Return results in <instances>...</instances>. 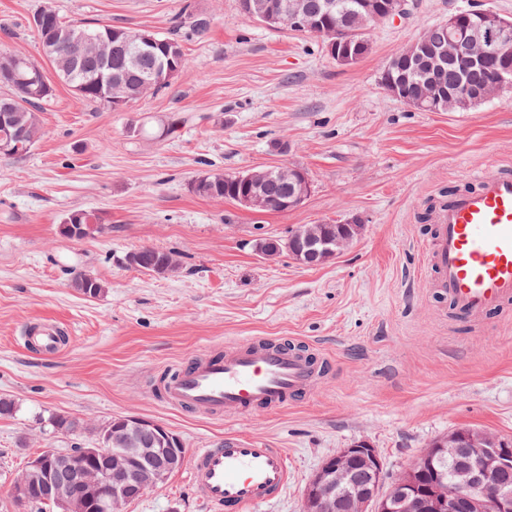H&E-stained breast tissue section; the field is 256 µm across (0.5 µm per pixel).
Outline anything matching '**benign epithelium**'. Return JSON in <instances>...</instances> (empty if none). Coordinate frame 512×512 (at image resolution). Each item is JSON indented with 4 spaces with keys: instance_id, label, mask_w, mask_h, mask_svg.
I'll return each mask as SVG.
<instances>
[{
    "instance_id": "obj_1",
    "label": "benign epithelium",
    "mask_w": 512,
    "mask_h": 512,
    "mask_svg": "<svg viewBox=\"0 0 512 512\" xmlns=\"http://www.w3.org/2000/svg\"><path fill=\"white\" fill-rule=\"evenodd\" d=\"M403 13L404 0H361L357 12L361 26L343 41L331 33L327 42L329 53L340 64L359 61L366 46L361 35L366 32L367 23L395 19ZM253 21L266 26L280 23L291 31L321 26V19L298 0L284 10L259 14ZM443 26L448 29V45L434 51L433 62L437 66L452 59L466 71L484 65L491 56L512 57V22L490 9L459 12L443 22ZM101 44L97 35L76 25L51 26L43 35V47L52 52L70 45L88 48ZM425 45L426 40L418 38L390 57L381 84L393 97L402 96L406 75L418 68ZM461 96V92L454 94L431 84L416 107L427 110L445 98L451 105ZM272 173L271 169H262L241 177L243 188L236 197L237 203L255 212L266 208L269 199L252 187L270 179ZM278 174L300 185L295 202H302L310 186L307 172L281 166ZM341 224L346 232L334 237L317 234L310 225L299 226L290 235L288 256L306 267L335 259L364 231L363 220L357 215ZM124 421L166 440L167 446L107 448L97 442L78 453L48 449L24 468V472L37 478L41 501L55 508V512H129L131 504L143 493L164 484L184 461L185 448L180 439L161 425L140 417L127 416ZM464 443L470 448L467 468L448 483L434 478L435 456L451 454ZM99 458L108 461L107 469L96 471L90 467V462ZM352 458L370 468L362 486L348 470L347 463ZM511 469V442L454 430L440 439L437 447L425 449L385 489L386 474L376 449L359 440L326 458L305 489L303 512H512V488L494 480L497 474Z\"/></svg>"
}]
</instances>
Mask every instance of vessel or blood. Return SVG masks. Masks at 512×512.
Masks as SVG:
<instances>
[{
    "label": "vessel or blood",
    "instance_id": "vessel-or-blood-1",
    "mask_svg": "<svg viewBox=\"0 0 512 512\" xmlns=\"http://www.w3.org/2000/svg\"><path fill=\"white\" fill-rule=\"evenodd\" d=\"M470 187L434 208L428 264L432 288L444 293L458 319L476 322L512 303V171L484 168ZM27 350L57 356L64 331L51 321L29 323ZM322 355L295 339L231 341L191 360L159 383L168 405L208 416L236 417L256 409L282 410L301 401L324 376ZM284 449L228 437L195 449L190 484L197 499L218 512H254L288 485Z\"/></svg>",
    "mask_w": 512,
    "mask_h": 512
}]
</instances>
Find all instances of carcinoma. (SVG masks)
Here are the masks:
<instances>
[{"mask_svg":"<svg viewBox=\"0 0 512 512\" xmlns=\"http://www.w3.org/2000/svg\"><path fill=\"white\" fill-rule=\"evenodd\" d=\"M337 7L325 19V26L311 30V34L327 38L329 29L334 28L338 33H345L355 22L356 13L353 11L356 0H334ZM81 27L93 33L101 34L104 42L112 46V77L123 81L121 90L126 102L137 100L148 91H156L167 86L187 64L181 41L176 36L156 35V45L145 49L139 57L136 67L125 66L126 43L124 37L135 34V30L122 26H112L100 22H84ZM101 68L99 57L79 55L75 68L69 78L64 80L82 99L110 106L107 100V86L94 80ZM506 64L500 60H491L485 66L462 72L453 65H448L440 72H430L414 75L406 84V96L414 98L419 88L427 81L436 85L460 87L493 86L507 78L512 81V74H505ZM17 76L22 81L6 82L0 79V84L9 88V92L0 95V145L10 141L7 156L25 154L37 143L42 136L37 109L48 102L54 95V85L47 72L22 56L18 66ZM240 187L237 176L212 170H201L191 183L193 193L214 200H232ZM291 192L289 184L275 176L269 181L271 203L269 209L281 210L280 202L288 198ZM103 218L93 210H76L71 212L62 224L61 233L71 239H83L90 234L91 226L102 230ZM172 253L151 247H141L126 253L122 263L138 271H146L159 276L173 274L177 268L169 265ZM71 287L86 297H96L105 290V284L89 272L78 271L71 279ZM49 425L58 433H69L81 426V423L63 415H53Z\"/></svg>","mask_w":512,"mask_h":512,"instance_id":"cac0c4a2","label":"carcinoma"}]
</instances>
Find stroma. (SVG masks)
Here are the masks:
<instances>
[{
  "mask_svg": "<svg viewBox=\"0 0 512 512\" xmlns=\"http://www.w3.org/2000/svg\"><path fill=\"white\" fill-rule=\"evenodd\" d=\"M412 2L405 16L372 25L369 53L345 67L319 37L240 23L238 0H0V52L42 60L29 20L48 6L70 22L177 32L187 58L166 88L119 111L56 83L38 112L40 140L0 156V397L19 406L0 417V512H35L13 498L16 474L74 444L50 432L52 413L88 428L141 417L189 451L227 434L286 449L288 486L260 512H302L325 458L358 440L376 448L390 478L461 426L512 440V304L474 327L456 321L420 274L430 203L472 170L512 164V88L467 112H423L380 82L387 59L431 26L471 8L512 18V0ZM195 17L210 22L206 40L189 35ZM175 112L184 123L165 135ZM135 127L142 135L132 136ZM276 141L287 153L273 150ZM206 164L226 174L298 166L310 188L295 208L251 212L191 191ZM81 209L102 216V231L61 235ZM350 215L363 220V235L324 265L254 248ZM140 247L174 253L178 272L121 264ZM75 269L105 292L77 293ZM35 318L69 329L58 357L25 350L20 329ZM258 336L328 353L331 366L302 402L225 418L184 413L155 390L184 359ZM130 512L213 510L194 497L184 465Z\"/></svg>",
  "mask_w": 512,
  "mask_h": 512,
  "instance_id": "stroma-1",
  "label": "stroma"
}]
</instances>
